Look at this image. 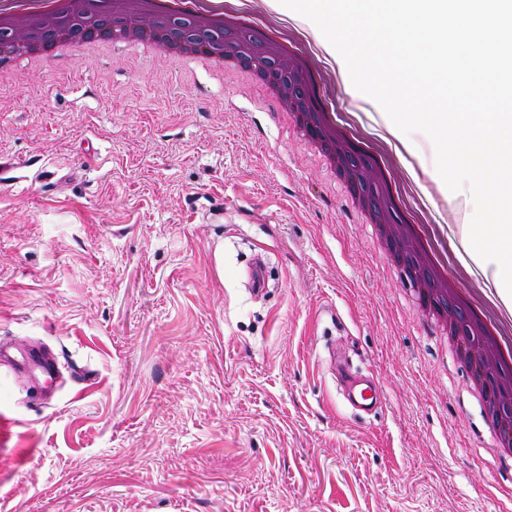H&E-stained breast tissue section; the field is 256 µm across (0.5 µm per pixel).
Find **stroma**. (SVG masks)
<instances>
[{
	"label": "stroma",
	"instance_id": "35a3bbf8",
	"mask_svg": "<svg viewBox=\"0 0 512 512\" xmlns=\"http://www.w3.org/2000/svg\"><path fill=\"white\" fill-rule=\"evenodd\" d=\"M284 31L512 332L499 266L448 245L474 203L431 139L395 154L317 26ZM374 232L243 78L122 43L1 81L0 339L60 373L41 402L0 386V512H512V459ZM341 362L379 379L376 413L348 405Z\"/></svg>",
	"mask_w": 512,
	"mask_h": 512
}]
</instances>
